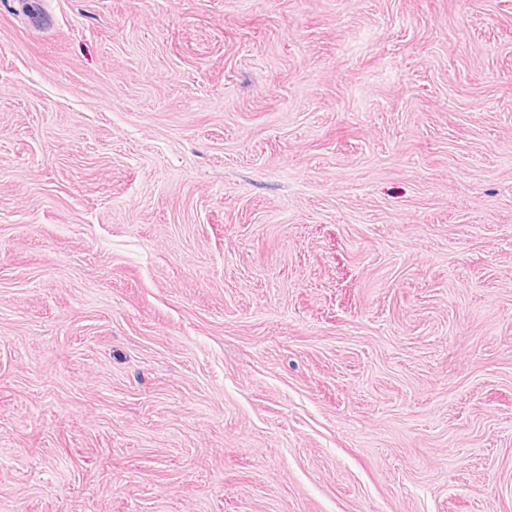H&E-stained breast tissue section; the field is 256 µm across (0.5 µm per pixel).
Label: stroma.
Wrapping results in <instances>:
<instances>
[{"label": "stroma", "instance_id": "1", "mask_svg": "<svg viewBox=\"0 0 512 512\" xmlns=\"http://www.w3.org/2000/svg\"><path fill=\"white\" fill-rule=\"evenodd\" d=\"M0 0V512H512V0Z\"/></svg>", "mask_w": 512, "mask_h": 512}]
</instances>
